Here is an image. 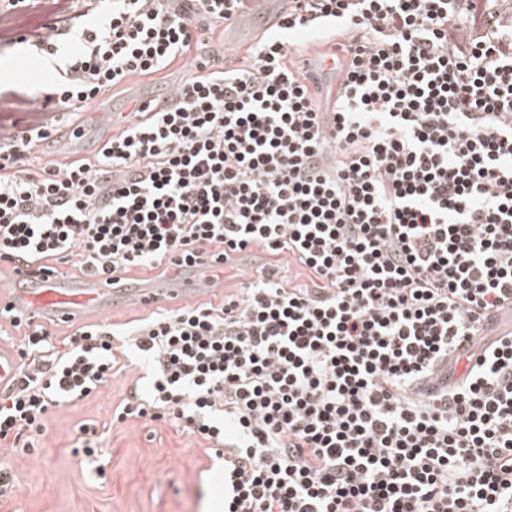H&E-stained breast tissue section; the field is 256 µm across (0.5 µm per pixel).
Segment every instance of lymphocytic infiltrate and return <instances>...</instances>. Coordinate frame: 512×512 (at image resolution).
I'll use <instances>...</instances> for the list:
<instances>
[{"mask_svg": "<svg viewBox=\"0 0 512 512\" xmlns=\"http://www.w3.org/2000/svg\"><path fill=\"white\" fill-rule=\"evenodd\" d=\"M245 2L0 4V47L29 40L21 5L48 19L29 41L64 57L50 90L0 94V261L164 274L268 256L220 306L128 328L123 355L118 328L57 343L12 318L0 454L138 361L146 388L114 420L205 441L224 512H512V331L485 338L512 310V6L288 0L244 56L190 71L92 159L34 155L61 105L188 60ZM309 28L336 61L329 112L295 62Z\"/></svg>", "mask_w": 512, "mask_h": 512, "instance_id": "f902f5d3", "label": "lymphocytic infiltrate"}]
</instances>
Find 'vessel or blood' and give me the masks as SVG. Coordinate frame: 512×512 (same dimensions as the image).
I'll use <instances>...</instances> for the list:
<instances>
[{"label": "vessel or blood", "instance_id": "obj_1", "mask_svg": "<svg viewBox=\"0 0 512 512\" xmlns=\"http://www.w3.org/2000/svg\"><path fill=\"white\" fill-rule=\"evenodd\" d=\"M94 127L118 134L122 116L89 110ZM7 288L0 290V308L36 322L71 324L99 318L127 307H151L169 298L191 303L202 294L224 288L220 265L211 260L179 267L175 276L154 278L115 274L68 277L58 269L37 274L11 271Z\"/></svg>", "mask_w": 512, "mask_h": 512}]
</instances>
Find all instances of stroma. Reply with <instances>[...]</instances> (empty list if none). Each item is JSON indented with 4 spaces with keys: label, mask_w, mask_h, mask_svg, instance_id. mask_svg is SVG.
I'll return each instance as SVG.
<instances>
[{
    "label": "stroma",
    "mask_w": 512,
    "mask_h": 512,
    "mask_svg": "<svg viewBox=\"0 0 512 512\" xmlns=\"http://www.w3.org/2000/svg\"><path fill=\"white\" fill-rule=\"evenodd\" d=\"M275 18L272 12L241 15L236 28L211 34L197 54H224L231 42L249 48ZM34 53L27 44L0 48L1 92L35 90V83L15 76ZM184 74L182 63H174L145 82L122 84L103 104L126 111L140 94L160 92ZM139 375V369L129 368L110 377L94 397L54 408L44 436L10 457L19 491L0 504V512H221L224 473L212 465L202 443L146 419L113 422V409ZM86 420L95 421L101 434L100 452L91 458L73 452Z\"/></svg>",
    "instance_id": "35a3bbf8"
}]
</instances>
